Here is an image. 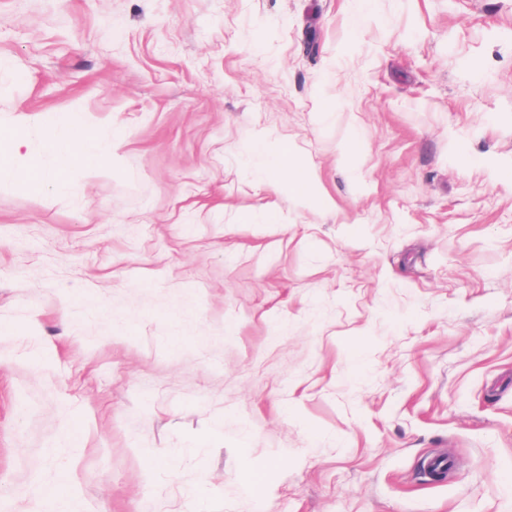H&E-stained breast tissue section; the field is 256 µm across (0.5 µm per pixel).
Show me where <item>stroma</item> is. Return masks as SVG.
Returning <instances> with one entry per match:
<instances>
[{
	"instance_id": "stroma-1",
	"label": "stroma",
	"mask_w": 512,
	"mask_h": 512,
	"mask_svg": "<svg viewBox=\"0 0 512 512\" xmlns=\"http://www.w3.org/2000/svg\"><path fill=\"white\" fill-rule=\"evenodd\" d=\"M1 56L14 167L122 141L0 169V512H512V0H0ZM44 132V147L60 162L59 169L49 174L37 163H30L14 170L15 179L29 187L41 188L50 183L65 187V173L74 168L96 170L112 161L120 146V137L113 135L109 140H98L77 132L79 121L65 117L44 116L41 120ZM251 155L261 183L273 189H279L286 183L292 196L321 202L293 142L280 139L274 145H269L259 136L252 144Z\"/></svg>"
}]
</instances>
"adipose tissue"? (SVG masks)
<instances>
[{"label": "adipose tissue", "mask_w": 512, "mask_h": 512, "mask_svg": "<svg viewBox=\"0 0 512 512\" xmlns=\"http://www.w3.org/2000/svg\"><path fill=\"white\" fill-rule=\"evenodd\" d=\"M41 125L45 149L60 162L56 173H48L35 163L14 168V160L25 146L24 140L13 134L0 142V167L13 168L16 180L29 187L40 188L51 183L63 185L66 172L74 168H102L111 161L120 146V139L116 136L103 141L79 134L78 122L65 117L46 116ZM251 155L261 183L274 189L287 188L289 194L303 199H316L314 184L306 174L293 142L282 139L271 145L259 137L251 147Z\"/></svg>", "instance_id": "adipose-tissue-1"}]
</instances>
